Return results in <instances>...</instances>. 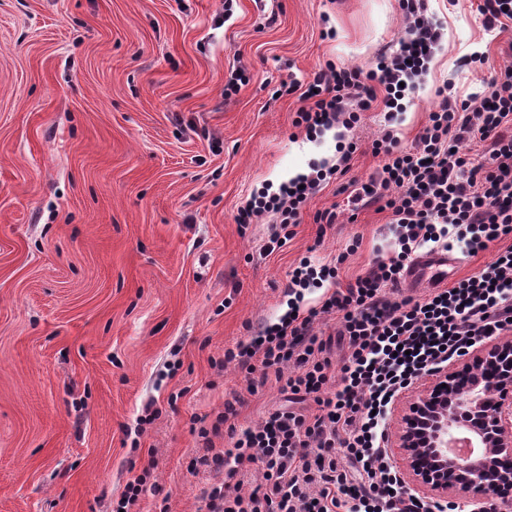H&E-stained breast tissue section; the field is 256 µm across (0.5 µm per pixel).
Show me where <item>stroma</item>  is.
I'll return each mask as SVG.
<instances>
[{"label": "stroma", "instance_id": "1", "mask_svg": "<svg viewBox=\"0 0 512 512\" xmlns=\"http://www.w3.org/2000/svg\"><path fill=\"white\" fill-rule=\"evenodd\" d=\"M478 3L427 0L444 37L394 123L402 145L438 87L467 98L512 62V26L487 31ZM403 28L398 0H0V512H112L145 469L170 512H199L193 417L234 398L246 427L287 399L212 359L287 312L301 257L345 255V283L394 248L373 209L318 235L315 214L345 205L337 179L272 254V217L236 222L258 189L336 157L333 132L307 140L297 95L276 91L329 62L368 67ZM475 52L488 65L460 66ZM239 68L249 81L225 98ZM383 125L364 114L349 178L379 167Z\"/></svg>", "mask_w": 512, "mask_h": 512}]
</instances>
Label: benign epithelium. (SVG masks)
<instances>
[{
	"label": "benign epithelium",
	"mask_w": 512,
	"mask_h": 512,
	"mask_svg": "<svg viewBox=\"0 0 512 512\" xmlns=\"http://www.w3.org/2000/svg\"><path fill=\"white\" fill-rule=\"evenodd\" d=\"M454 434L478 449L462 464L448 456ZM398 440L411 485L439 494L512 488V338L438 371L401 418Z\"/></svg>",
	"instance_id": "benign-epithelium-1"
}]
</instances>
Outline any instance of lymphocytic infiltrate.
Listing matches in <instances>:
<instances>
[{"instance_id":"obj_1","label":"lymphocytic infiltrate","mask_w":512,"mask_h":512,"mask_svg":"<svg viewBox=\"0 0 512 512\" xmlns=\"http://www.w3.org/2000/svg\"><path fill=\"white\" fill-rule=\"evenodd\" d=\"M399 4L404 34L373 68L329 63L305 87H284L300 102L293 125L310 140L334 128L352 131L365 112L383 110L387 125L372 142L383 164L344 190L349 211L374 206L388 212L399 249L343 286L337 265L300 260L288 281L287 313L277 323H260L248 341L212 360L219 370L230 363L245 368L249 390L273 379L293 399L312 400L316 410L306 415L285 405L239 429L230 423L237 410L226 403L211 427L198 432L206 443L198 463L209 470L200 512H450V504L404 494L385 452V429L400 392L512 331V65L495 70L478 96L461 99L449 87L437 89L438 103L416 145L402 147L392 124L414 98L443 33L428 17L425 0ZM474 141L490 145L483 162L465 151ZM355 151V143H340L335 163L314 165L277 192L254 194L239 223L272 214L283 229L300 224L309 200L327 179L349 171ZM451 235L472 256L495 241L511 245L451 287L390 299L389 288L398 285L416 251ZM326 283L334 290L321 308L301 309L303 290ZM322 313L338 316L351 349L334 387L328 343L314 328ZM222 434L230 447L211 444ZM257 467L261 482L245 490Z\"/></svg>"}]
</instances>
